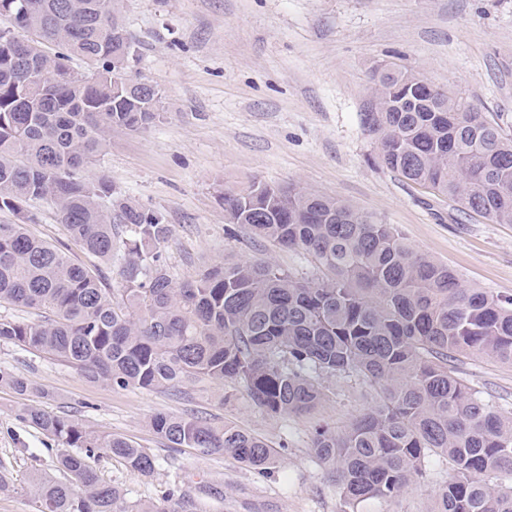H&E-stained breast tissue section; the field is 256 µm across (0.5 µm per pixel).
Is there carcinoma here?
I'll use <instances>...</instances> for the list:
<instances>
[{
	"label": "carcinoma",
	"mask_w": 512,
	"mask_h": 512,
	"mask_svg": "<svg viewBox=\"0 0 512 512\" xmlns=\"http://www.w3.org/2000/svg\"><path fill=\"white\" fill-rule=\"evenodd\" d=\"M34 30L21 43L19 23ZM136 46L109 0H0V343L50 357L94 382L183 393L202 382L244 385L254 405L301 415L323 381L356 376L377 393L341 433L319 430L312 451L331 470L349 512L399 496L434 454L452 465L428 512H512V410L485 400L453 365L483 356L512 365V298L465 288L447 265L416 251L391 224L341 200L252 181L224 188L232 223L312 256L324 277L301 280L262 261L216 265L176 284L163 216L115 195L88 174L114 129L146 130L163 116L160 90L124 77ZM81 60L86 71L71 67ZM388 66L374 79L364 130L381 162L429 193L512 224V132L503 118ZM47 205L70 244L29 232ZM96 259L76 260L70 246ZM118 264L121 287L105 267ZM0 387L37 391L0 370ZM18 418L56 444L66 480L37 475L34 512H200L189 485L162 504H127L100 480L99 454L144 476L156 460L127 438L72 415L25 405ZM149 425L173 448L228 455L258 474L276 450L231 423L192 412L156 413Z\"/></svg>",
	"instance_id": "1"
}]
</instances>
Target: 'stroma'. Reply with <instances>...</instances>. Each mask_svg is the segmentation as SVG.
Here are the masks:
<instances>
[{"instance_id":"obj_1","label":"stroma","mask_w":512,"mask_h":512,"mask_svg":"<svg viewBox=\"0 0 512 512\" xmlns=\"http://www.w3.org/2000/svg\"><path fill=\"white\" fill-rule=\"evenodd\" d=\"M119 14L137 45L132 74L161 89L165 110L147 130L113 131L94 170L169 224L164 256L174 282L243 260L321 277L311 256L225 223V186L257 179L339 198L397 227L463 285L512 296V224L421 191L381 163L362 125L375 70L399 66L501 113L512 127V0H121ZM0 369L44 390H0V462L15 483L0 493V512H34L29 477L56 472L52 440L17 417L27 403L147 448L156 458L149 477L107 456L97 464L128 502L161 500L186 482L204 512H347L313 456L312 437L321 426L343 430L375 399L356 377H336L309 413L283 416L255 406L234 382L184 395L121 389L2 343ZM455 371L512 409V367L468 357ZM189 410L265 439L278 452L276 466L262 475L228 456L170 448L147 424L154 414ZM450 473L445 460L430 457L423 480L364 512H427Z\"/></svg>"}]
</instances>
